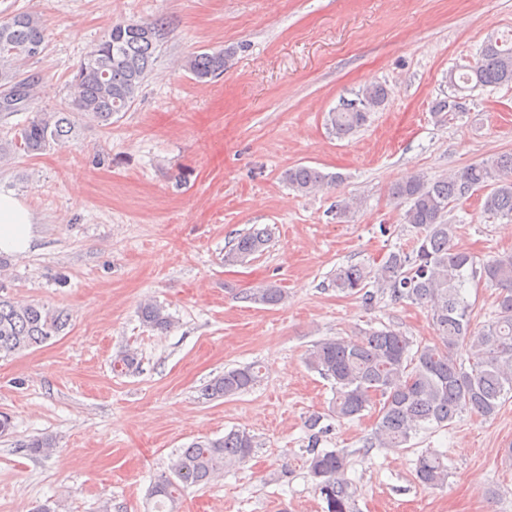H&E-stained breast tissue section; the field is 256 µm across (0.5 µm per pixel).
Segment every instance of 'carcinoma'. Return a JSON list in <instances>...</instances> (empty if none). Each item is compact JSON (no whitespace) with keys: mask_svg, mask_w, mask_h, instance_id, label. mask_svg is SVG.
<instances>
[{"mask_svg":"<svg viewBox=\"0 0 512 512\" xmlns=\"http://www.w3.org/2000/svg\"><path fill=\"white\" fill-rule=\"evenodd\" d=\"M162 29L159 20L119 22L104 39L87 51L67 89L64 106L38 112L16 130L14 139L0 142V158L20 147L40 153L61 145L74 132L76 116L101 127L129 110L152 67ZM46 43L40 15L19 13L0 24V113L26 109L35 98L36 82L18 79V66L39 57ZM224 51L196 53L184 67L205 81L224 72ZM448 83L456 96L439 100L434 115L444 117L460 108L457 93L476 88L512 84V33L487 40L469 72L451 73ZM389 97L382 85L362 90L359 103L328 113L331 131L340 139L364 126L370 112ZM288 185L310 193L339 181L340 176L299 165L284 174ZM485 189L486 211L512 219V153L491 162L472 163L436 180L415 174L390 188V197L409 204L405 223L416 232L411 251H392L375 269L348 265L336 269V291L371 304L379 295L411 301L430 309L437 331L432 344H414L402 331L385 326L354 336H336L315 342L307 351L308 369L332 382L331 412L341 420L359 417L378 402V420L369 441L372 448H401L419 432L451 425L464 411L484 418L497 414L512 394V254L482 263L454 243L448 208ZM264 228L239 235L224 254L234 264L263 252L268 244ZM486 282L498 289L497 307L486 323L473 328V307L464 295L466 283ZM254 304L277 307L287 300L284 289L268 283L243 293ZM140 317L156 329H167L172 318L166 309L148 301ZM68 316L38 303L19 304L0 295V354L41 346L68 326ZM261 367L249 364L224 371L205 387L211 399L232 398L256 385ZM320 418L307 423L304 448L308 475L325 503L324 512H353L352 482L346 477L348 454L342 449L320 448L324 430ZM257 441L253 434L232 429L219 438L201 437L180 449L170 462L171 475L152 487L157 512H178L185 491L205 486L216 476L245 465ZM415 477L426 488L448 483V465L441 455L423 452L415 461Z\"/></svg>","mask_w":512,"mask_h":512,"instance_id":"obj_1","label":"carcinoma"}]
</instances>
